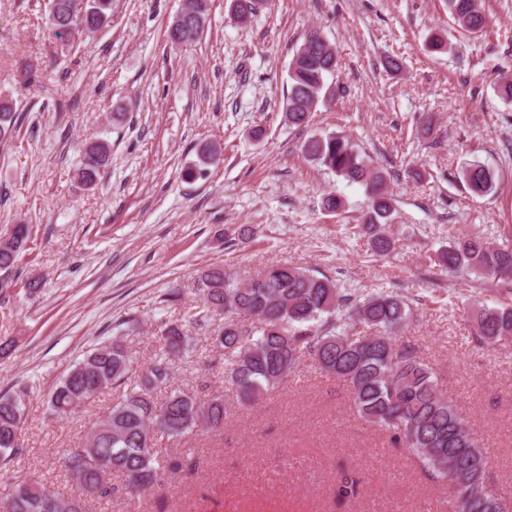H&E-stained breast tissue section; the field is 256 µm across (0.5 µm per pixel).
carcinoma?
<instances>
[{
	"instance_id": "cac0c4a2",
	"label": "carcinoma",
	"mask_w": 512,
	"mask_h": 512,
	"mask_svg": "<svg viewBox=\"0 0 512 512\" xmlns=\"http://www.w3.org/2000/svg\"><path fill=\"white\" fill-rule=\"evenodd\" d=\"M263 2L232 0L233 16L247 21L265 9ZM447 7L468 33L487 27L484 0H447ZM184 11L205 24L211 0H187ZM48 21L67 45L76 33L87 36L108 26L112 0H88L83 11L73 6V0H51ZM337 65L334 47L319 29H312L288 67L284 116L290 126L308 127L314 108L329 93L327 78ZM19 119L12 102L1 98L0 141L12 137ZM302 150L310 161L364 187L368 208L362 231L370 232L372 250L389 251L391 240L375 231L380 224L392 223L396 212L384 171L337 132L309 137ZM81 152L75 180L94 188L108 166L112 146L96 138L84 142ZM459 178L474 196L494 188L493 171L479 162L465 166ZM31 239L29 224H14L0 236V271L16 267ZM436 261L447 272H470L490 282L512 278V247L480 234L450 240ZM198 291L202 298L197 306L165 325L146 370L134 368L127 335L122 334L87 352L48 397L50 415L72 416L103 390L127 387L91 423L83 444L63 457V468L81 492L62 497L33 476L18 477L4 488L0 512H89L92 501L112 502L116 473L124 477V495L131 500L159 480L155 433L177 439L200 426H224V393L218 390L205 399L178 389L158 398L170 380L172 365L194 352V337L189 335L194 326L213 327L215 358L208 367L222 369L240 406L254 405L285 385L300 362L309 359L346 385L360 418L393 432L428 479L448 485L453 512H504L506 500L488 488L484 454L440 388L439 374L423 363L414 344L394 336L411 317L402 295L385 290L353 299L323 273L277 262L248 278L224 267L207 268L198 277ZM346 320L373 333L353 336L345 328ZM471 322L481 343L512 338V304L480 306ZM27 396L25 388L0 396V466L19 454Z\"/></svg>"
}]
</instances>
